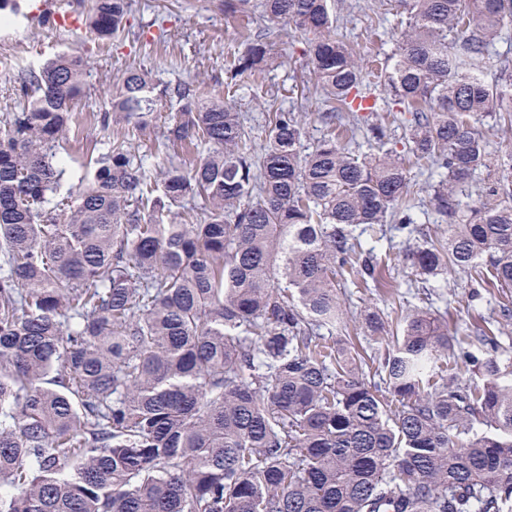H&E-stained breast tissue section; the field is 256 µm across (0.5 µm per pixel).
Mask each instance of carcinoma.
<instances>
[{"mask_svg":"<svg viewBox=\"0 0 512 512\" xmlns=\"http://www.w3.org/2000/svg\"><path fill=\"white\" fill-rule=\"evenodd\" d=\"M329 0H221L251 20L224 96L128 68L99 118L109 150L78 195L62 153L85 96L66 51L23 68L0 112V512H512V361L491 332L458 337L433 306L400 330L364 313L374 355L336 333L342 288L383 280L400 239L422 281L512 288V181L474 187L512 144V74L483 72L512 0H394L396 49L337 32ZM134 0L82 15L109 47ZM303 45L326 133L280 111L257 145L235 93ZM389 95L365 83L368 70ZM178 103L157 127L160 98ZM399 110L407 153L379 113ZM154 137L149 170L126 127ZM447 232L415 219L411 169ZM477 195L478 204L467 199ZM465 369L469 377L459 376Z\"/></svg>","mask_w":512,"mask_h":512,"instance_id":"obj_1","label":"carcinoma"}]
</instances>
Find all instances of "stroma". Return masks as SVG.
Listing matches in <instances>:
<instances>
[{
    "mask_svg": "<svg viewBox=\"0 0 512 512\" xmlns=\"http://www.w3.org/2000/svg\"><path fill=\"white\" fill-rule=\"evenodd\" d=\"M137 10L130 22L135 29L152 31L154 21H162L167 32L165 42L142 46L123 42L112 50L102 49L89 28L64 31L36 25L18 17L7 27L0 25V105L14 85L20 70L39 64L57 51L69 50L88 62L87 89L77 107L76 136L67 147L69 168L66 186L73 187L89 171V162L104 150L106 134L97 123V115L106 108L113 82L127 68L151 71L156 83L203 81L215 92L224 89V64L228 47L237 37L236 29L227 26L219 0H136ZM400 20L389 0H344L339 13V32L347 41L371 51H391L395 47L392 33ZM293 38L280 32L277 46L292 54L290 64L271 69L255 82L253 90L237 94V105L245 114L255 143H262L268 131L266 112L257 105L263 96L283 110L314 113L320 99L311 92L300 94L301 86L311 83L308 66ZM396 290L393 297L364 288L354 293L348 310L347 336L359 342L363 336L359 313L371 308L396 320L399 309L418 304L421 288L412 286V271L400 261L389 271ZM448 329L457 335L488 316L484 299L473 296L466 279L449 277Z\"/></svg>",
    "mask_w": 512,
    "mask_h": 512,
    "instance_id": "35a3bbf8",
    "label": "stroma"
}]
</instances>
